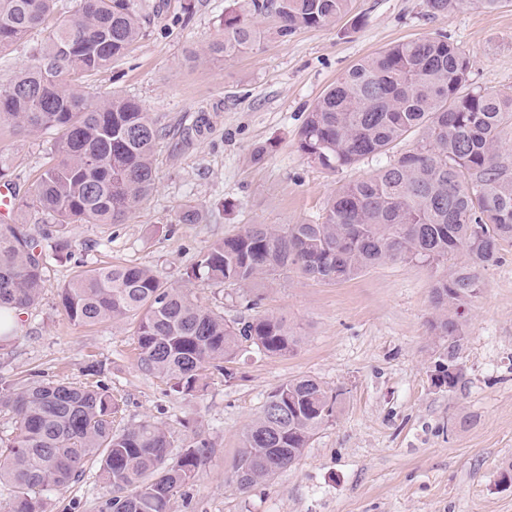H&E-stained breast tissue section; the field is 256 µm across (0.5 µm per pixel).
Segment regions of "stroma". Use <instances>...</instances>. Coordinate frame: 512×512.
<instances>
[{
	"label": "stroma",
	"mask_w": 512,
	"mask_h": 512,
	"mask_svg": "<svg viewBox=\"0 0 512 512\" xmlns=\"http://www.w3.org/2000/svg\"><path fill=\"white\" fill-rule=\"evenodd\" d=\"M143 5L145 37L84 91L93 100L112 91L135 98L166 127L154 191L125 223L69 225L72 255L50 261L41 302L0 344V379L79 381L97 363L121 404L115 430L161 422L177 452L208 439L199 475L173 498L172 512H512V487L499 483L501 466L512 462V243L484 270L469 306L463 380L453 390L431 377L441 346L430 329L431 288L442 270L421 262H387L339 284L288 271L264 290L260 309L297 332L296 350L269 358L241 345L235 379L213 375L189 398L139 370L132 321L78 325L58 306L77 274L123 263L189 283L227 321L245 317L242 289L186 281L199 253L249 224L320 222L336 189L379 166L369 158L330 172L298 151L297 132L315 101L356 62L438 32L468 53L474 86L512 97V0L493 9L464 0L439 17L425 0H350L337 22L285 41L265 35L226 62L202 52L221 37L235 0ZM52 141L45 131L0 134V161L21 190H32ZM258 146L268 153L257 165ZM188 200L202 209V223H176ZM302 376L339 392L336 417L295 465L239 490L232 473L244 426L275 387ZM112 494L89 462L43 502L46 512H99Z\"/></svg>",
	"instance_id": "obj_1"
}]
</instances>
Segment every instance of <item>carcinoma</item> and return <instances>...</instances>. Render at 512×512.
Masks as SVG:
<instances>
[{"mask_svg":"<svg viewBox=\"0 0 512 512\" xmlns=\"http://www.w3.org/2000/svg\"><path fill=\"white\" fill-rule=\"evenodd\" d=\"M0 0V54L43 34L31 63L0 85V122L14 135L54 132L49 161L32 199L54 229L47 253L22 224L0 225V316L20 315L42 296L52 257L70 255L67 224H122L149 200L157 120L135 99L109 93L89 100L82 84L112 68L146 34L142 0ZM349 0H236L224 14V36L203 55L227 59L260 43L258 23L278 38L321 28L348 11ZM445 16L463 0H425ZM470 58L443 33L392 45L344 72L313 104L297 134V149L328 171L386 155L409 134L411 149L372 174L342 185L317 224H249L198 255L190 279L238 288H266L289 270L341 283L388 261L449 264L434 282L431 330L442 340L433 381L455 389L468 304L480 293L482 271L512 243V98L469 83ZM199 208L184 203L178 224H198ZM68 319L94 325L135 318L138 368L182 396L204 390L209 375L234 378L227 367L239 341L270 358L301 342L270 313L233 324L166 286L149 268L110 265L64 285ZM339 393L300 377L275 387L241 434L234 465L238 488L266 483L292 466L333 418ZM0 411L12 430L0 436V482L15 488L10 512H44L41 494L62 491L90 460L99 459L115 495L100 512H170L172 498L195 480L211 444L195 441L171 455L172 433L141 421L112 430L120 405L104 385L50 379L0 383Z\"/></svg>","mask_w":512,"mask_h":512,"instance_id":"carcinoma-1","label":"carcinoma"}]
</instances>
